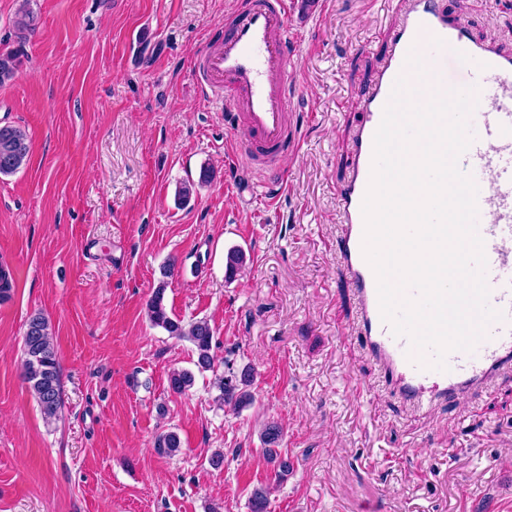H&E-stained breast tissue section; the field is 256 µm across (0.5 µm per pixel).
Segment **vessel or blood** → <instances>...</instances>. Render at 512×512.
I'll return each instance as SVG.
<instances>
[{
	"label": "vessel or blood",
	"mask_w": 512,
	"mask_h": 512,
	"mask_svg": "<svg viewBox=\"0 0 512 512\" xmlns=\"http://www.w3.org/2000/svg\"><path fill=\"white\" fill-rule=\"evenodd\" d=\"M404 3L384 63L360 101L366 119L351 138L349 176L336 189L342 224L338 256L357 294V334L364 350L390 377L399 398L420 406L461 398L512 370V54L471 39L462 20L441 11L436 0ZM292 7V0H241L221 40L206 44L193 60L200 87L212 93L225 120L245 132L230 156L244 159L252 170L278 172L281 156L299 145L288 124L295 93L288 68L296 43L288 26ZM413 49L429 64L426 88H473L482 102L471 116L474 139L459 167L478 185L477 229L484 241L489 304L505 314L473 351L450 352L444 371L410 360L408 338L393 336L381 317L376 276L362 249L373 138L396 79L409 72L406 60Z\"/></svg>",
	"instance_id": "1"
}]
</instances>
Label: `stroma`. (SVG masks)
I'll list each match as a JSON object with an SVG mask.
<instances>
[{
    "label": "stroma",
    "instance_id": "obj_1",
    "mask_svg": "<svg viewBox=\"0 0 512 512\" xmlns=\"http://www.w3.org/2000/svg\"><path fill=\"white\" fill-rule=\"evenodd\" d=\"M288 25V185L232 160L242 130L196 87L191 59L237 0H0V126L26 130L30 160L0 176V512H512V372L455 401L398 398L356 335L358 305L337 258L336 188L403 0H302ZM470 36L512 52V0H440ZM208 181H201V171ZM196 191L179 203L177 191ZM246 255L234 279L228 249ZM207 320L216 369H252V405L216 403L211 373L182 394L190 342L151 326L146 303ZM42 313L58 355L62 409L46 423L23 380L26 321ZM283 428L293 471L275 482L265 424ZM181 449L158 454L157 438ZM224 455L212 467L213 453Z\"/></svg>",
    "mask_w": 512,
    "mask_h": 512
}]
</instances>
